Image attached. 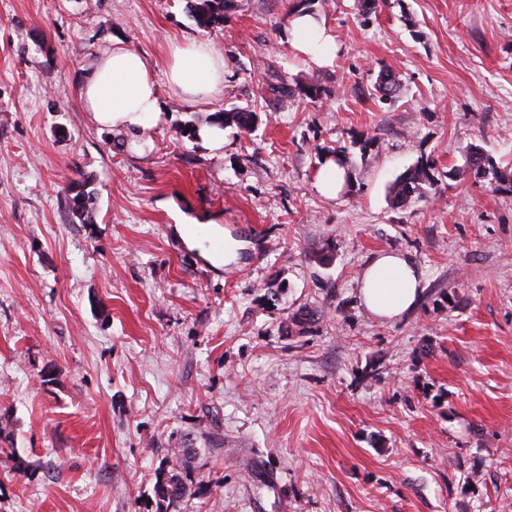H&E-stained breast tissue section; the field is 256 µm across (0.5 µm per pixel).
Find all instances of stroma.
I'll return each instance as SVG.
<instances>
[{"label":"stroma","instance_id":"35a3bbf8","mask_svg":"<svg viewBox=\"0 0 512 512\" xmlns=\"http://www.w3.org/2000/svg\"><path fill=\"white\" fill-rule=\"evenodd\" d=\"M193 2L0 0V512H156L175 448L195 491L170 512H512V186L463 168L512 167V0H224L209 29ZM298 9L325 18L333 66L292 51ZM171 39L223 53L219 99L160 81L136 136L83 108L99 51L161 71ZM233 107L252 133L181 136ZM421 158L439 194L394 207ZM87 176L79 224L61 189ZM227 236L248 244L229 262ZM388 250L424 292L382 322L357 278ZM324 155L336 158V163L344 164L343 150L341 147L332 149H321ZM334 161H328L318 172L317 186L319 190L330 197H335L341 190L343 184L344 170L340 169ZM480 172L483 176L491 174L493 178L499 182L512 183V171L510 169H502L498 167L491 158L485 157L479 153H471L465 158L464 170Z\"/></svg>","mask_w":512,"mask_h":512}]
</instances>
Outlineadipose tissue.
Listing matches in <instances>:
<instances>
[{"label":"adipose tissue","mask_w":512,"mask_h":512,"mask_svg":"<svg viewBox=\"0 0 512 512\" xmlns=\"http://www.w3.org/2000/svg\"><path fill=\"white\" fill-rule=\"evenodd\" d=\"M296 55L317 67L332 65L336 41L324 18L311 13L292 17ZM167 78L183 96L208 103L224 91V57L210 42L172 40L167 44ZM80 98L104 126L141 133L148 117L160 116L157 76L148 60L122 42H113L93 62L80 86ZM362 307L382 322L413 309L422 293V274L398 251L375 254L357 281Z\"/></svg>","instance_id":"adipose-tissue-1"}]
</instances>
